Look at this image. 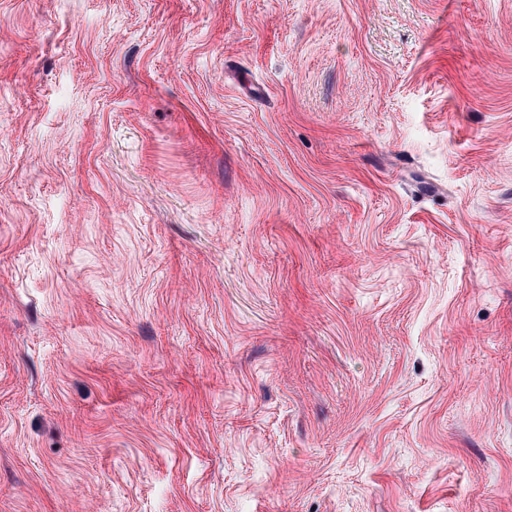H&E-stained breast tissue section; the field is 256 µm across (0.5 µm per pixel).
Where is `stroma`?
Returning a JSON list of instances; mask_svg holds the SVG:
<instances>
[{"label": "stroma", "instance_id": "1", "mask_svg": "<svg viewBox=\"0 0 512 512\" xmlns=\"http://www.w3.org/2000/svg\"><path fill=\"white\" fill-rule=\"evenodd\" d=\"M0 512H512V0H0Z\"/></svg>", "mask_w": 512, "mask_h": 512}]
</instances>
